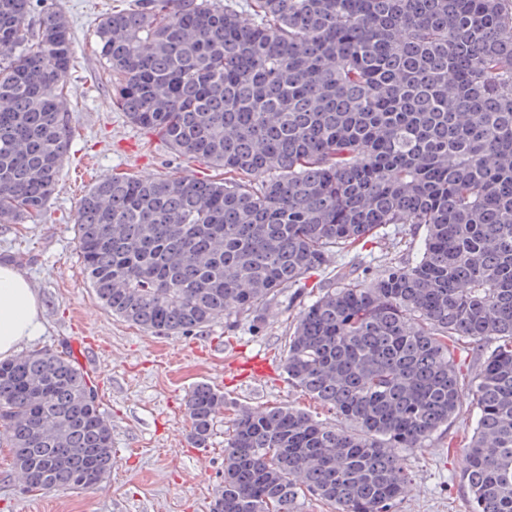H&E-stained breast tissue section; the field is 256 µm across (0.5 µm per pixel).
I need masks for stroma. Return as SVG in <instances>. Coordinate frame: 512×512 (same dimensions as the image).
Wrapping results in <instances>:
<instances>
[{"label": "stroma", "mask_w": 512, "mask_h": 512, "mask_svg": "<svg viewBox=\"0 0 512 512\" xmlns=\"http://www.w3.org/2000/svg\"><path fill=\"white\" fill-rule=\"evenodd\" d=\"M135 0H42L65 15L72 38L74 71L64 105L74 132L57 189L35 224H0V262L22 254L19 269L37 292L44 329L34 349L58 350L81 319L96 341L106 371L98 384L101 407L112 424L116 463L96 489L34 495L24 491L10 448L0 447V512H210L224 479V431L236 410L295 405L335 422V414L289 382L283 356L300 308L309 294L279 296L273 315L259 328L219 320L188 334L155 336L106 311L81 263L74 224L80 201L99 180L115 174L185 176L220 180L221 169L174 155L160 135L126 122L112 104V85L99 52L96 28L102 14L133 7ZM266 359L259 380L220 372L226 356ZM224 393L226 407L207 447L186 435L184 398L197 384ZM475 423L471 398L447 432L422 448L401 454L413 475L410 493L396 512H469L458 480L462 439Z\"/></svg>", "instance_id": "obj_1"}]
</instances>
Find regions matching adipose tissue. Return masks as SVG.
I'll return each mask as SVG.
<instances>
[{
	"label": "adipose tissue",
	"instance_id": "adipose-tissue-1",
	"mask_svg": "<svg viewBox=\"0 0 512 512\" xmlns=\"http://www.w3.org/2000/svg\"><path fill=\"white\" fill-rule=\"evenodd\" d=\"M41 329V304L30 282L14 266L0 265V361L12 359Z\"/></svg>",
	"mask_w": 512,
	"mask_h": 512
}]
</instances>
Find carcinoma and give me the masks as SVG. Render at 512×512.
<instances>
[{
  "mask_svg": "<svg viewBox=\"0 0 512 512\" xmlns=\"http://www.w3.org/2000/svg\"><path fill=\"white\" fill-rule=\"evenodd\" d=\"M139 0L99 22L114 101L224 180L114 175L81 199L85 274L112 315L156 336L218 319L257 326L288 288L408 225L366 279L295 317L288 380L336 414L238 410L211 512H393L402 448L472 395L458 476L471 512H512V0ZM73 69L58 10L0 0V223H37L72 140ZM423 251L410 255L412 240ZM492 342L464 373L451 348ZM224 393L185 412L204 448ZM27 492L100 486L112 424L67 354L0 362V443Z\"/></svg>",
  "mask_w": 512,
  "mask_h": 512,
  "instance_id": "cac0c4a2",
  "label": "carcinoma"
}]
</instances>
